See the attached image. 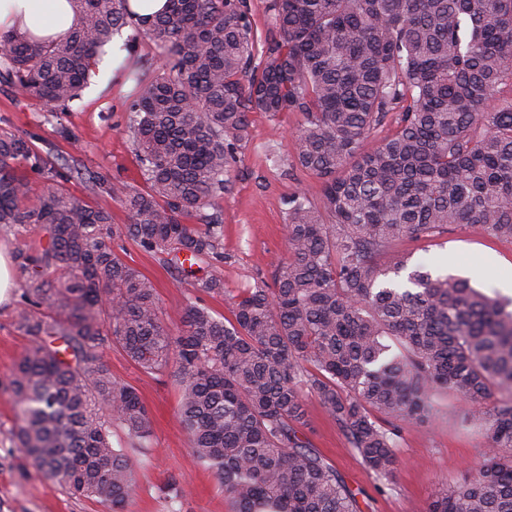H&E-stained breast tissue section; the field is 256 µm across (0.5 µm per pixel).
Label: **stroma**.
Wrapping results in <instances>:
<instances>
[{"label":"stroma","instance_id":"stroma-1","mask_svg":"<svg viewBox=\"0 0 512 512\" xmlns=\"http://www.w3.org/2000/svg\"><path fill=\"white\" fill-rule=\"evenodd\" d=\"M162 65L164 50L142 41L115 61L113 76L85 90L69 111L52 112L35 98L0 84V133L26 137L33 150L66 175L69 191L90 206L109 210L115 223H128L127 212L99 187L100 181L143 184L128 133L127 107L139 61ZM251 137L236 151L231 190L221 201L224 226L223 264L214 267L224 293L203 297V305L229 315L231 298L257 282H272L288 258L282 199L303 189L320 197L322 182L292 162L291 135L299 117L253 114ZM412 263L428 265L440 275L468 279L492 298L503 297L502 270L512 267V240L487 237L474 224H457L447 233L405 241ZM124 259L156 288L167 323H178L186 300L195 294L194 280L167 268L157 257L126 242ZM20 294L0 304V512H117L110 501L77 498L46 479L18 448L12 427L16 406L9 390L12 364L25 344L15 324ZM108 361L114 377L133 386L151 412V444L134 470V491L118 512H231L215 473L194 465L179 414V392L170 375L143 372L119 349ZM464 403L436 398L423 423L403 424L397 437L401 460L391 480L380 479L361 461L341 430L316 399L300 437L335 466L354 493L361 512H426L436 486L453 483L483 459L482 429L464 421ZM185 494L170 502L169 492Z\"/></svg>","mask_w":512,"mask_h":512}]
</instances>
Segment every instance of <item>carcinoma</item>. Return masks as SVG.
<instances>
[{
  "label": "carcinoma",
  "instance_id": "carcinoma-1",
  "mask_svg": "<svg viewBox=\"0 0 512 512\" xmlns=\"http://www.w3.org/2000/svg\"><path fill=\"white\" fill-rule=\"evenodd\" d=\"M128 0H71L60 41L0 35V84L64 111L121 28L166 50L138 76L128 128L144 186L107 193L129 223L72 195L29 141L0 135V224L39 225L15 315L28 345L9 387L17 445L73 496L123 504L149 445V410L107 361L121 349L170 373L194 463L215 471L231 512H360L334 466L298 436L318 399L378 476L400 465L396 432L450 395L485 426V460L437 488L427 512H512V310L464 278L409 265L402 240L476 224L512 240V0H271L265 31L248 0H168L133 18ZM300 116L295 163L320 198L285 200L288 260L273 286L233 297L231 317L195 279L179 323L116 246L131 240L186 275L224 263L218 201L252 114ZM394 130L366 151L386 121ZM21 161L39 174H16ZM212 213H207V210ZM198 223L189 224L187 220Z\"/></svg>",
  "mask_w": 512,
  "mask_h": 512
}]
</instances>
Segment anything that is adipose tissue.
Returning <instances> with one entry per match:
<instances>
[{
  "label": "adipose tissue",
  "mask_w": 512,
  "mask_h": 512,
  "mask_svg": "<svg viewBox=\"0 0 512 512\" xmlns=\"http://www.w3.org/2000/svg\"><path fill=\"white\" fill-rule=\"evenodd\" d=\"M75 22L69 0H0V34L26 30L39 40H58Z\"/></svg>",
  "instance_id": "adipose-tissue-1"
}]
</instances>
